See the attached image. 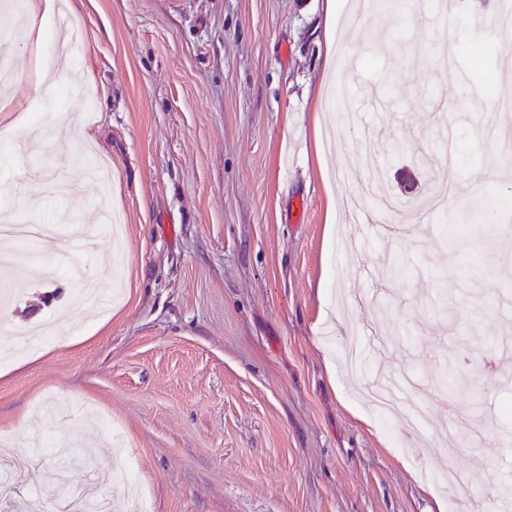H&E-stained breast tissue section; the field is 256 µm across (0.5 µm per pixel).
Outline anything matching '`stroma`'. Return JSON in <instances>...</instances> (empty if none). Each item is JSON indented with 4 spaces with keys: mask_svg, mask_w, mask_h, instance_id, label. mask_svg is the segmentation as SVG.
Wrapping results in <instances>:
<instances>
[{
    "mask_svg": "<svg viewBox=\"0 0 512 512\" xmlns=\"http://www.w3.org/2000/svg\"><path fill=\"white\" fill-rule=\"evenodd\" d=\"M339 2L329 22L324 0H75L67 31L43 24L42 60L68 47L47 93L27 45L0 41L17 80L0 102H23L0 112V211L53 229L30 246L0 238L18 260L0 269V436L40 460L0 512L67 493L59 448L117 506L123 488L90 477L133 468L149 512H485L482 495L454 505L430 479L450 463L483 491L512 486V419L498 416L512 402V234L489 232L512 203V150L475 133L512 129L483 90L512 97V35L473 40L489 0H428L382 25ZM339 85L348 124L326 104ZM81 119L108 189L29 208L61 157L83 178L68 137ZM383 129L390 195L429 196L425 156L456 186L446 218L423 212L413 237L378 236L344 203ZM458 222L447 248L442 226ZM395 256L401 276L382 280ZM83 280L111 307L74 300ZM381 300L404 338L392 372L414 377L386 426L361 397L381 368L367 336ZM24 330L45 339L23 345ZM462 344L468 432L432 400Z\"/></svg>",
    "mask_w": 512,
    "mask_h": 512,
    "instance_id": "obj_1",
    "label": "stroma"
}]
</instances>
